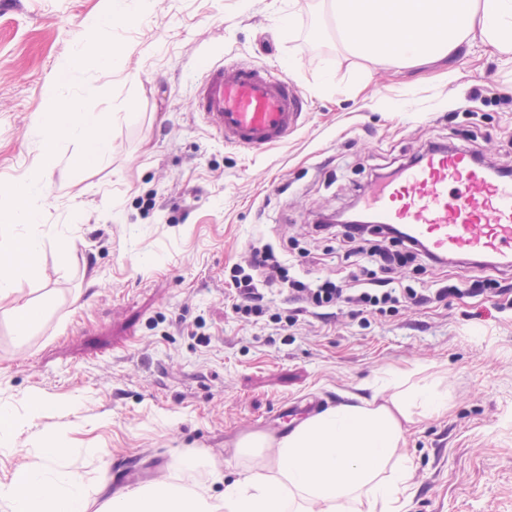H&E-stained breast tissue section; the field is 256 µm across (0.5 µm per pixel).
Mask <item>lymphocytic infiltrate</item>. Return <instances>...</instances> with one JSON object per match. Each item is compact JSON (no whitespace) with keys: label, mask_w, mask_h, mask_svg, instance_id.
I'll use <instances>...</instances> for the list:
<instances>
[{"label":"lymphocytic infiltrate","mask_w":512,"mask_h":512,"mask_svg":"<svg viewBox=\"0 0 512 512\" xmlns=\"http://www.w3.org/2000/svg\"><path fill=\"white\" fill-rule=\"evenodd\" d=\"M320 236L336 241L345 258L336 274L316 280L302 279L295 271L299 255L280 258L270 245L250 247L243 260L232 265L224 277L231 307L238 318L252 323L269 320L276 331L288 332L302 317L323 321L336 317L340 307L353 316L366 313L386 316L399 308L447 304L449 298L493 294L500 311L512 310V287L494 279L453 281L435 288H414L395 281V268L411 265L417 270L433 264V257L415 242L380 230L371 238L369 226L360 224H320ZM286 296L285 312H270L266 299L270 291Z\"/></svg>","instance_id":"f902f5d3"}]
</instances>
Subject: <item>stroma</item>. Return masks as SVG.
<instances>
[{"mask_svg": "<svg viewBox=\"0 0 512 512\" xmlns=\"http://www.w3.org/2000/svg\"><path fill=\"white\" fill-rule=\"evenodd\" d=\"M107 7L0 0V183L36 169L30 132L63 60L74 80L61 95L107 113L112 138L98 167L76 168L80 148L59 145L44 222L74 225L72 251L46 249L37 278L0 301V401L20 423L0 447V481L17 449L57 441L73 448L96 510L185 454L219 464L218 494L241 470L243 437L284 435L281 406L315 397L326 409L395 370L451 397L447 412L406 427L401 451L416 462L406 512H512V311L486 295L363 323L343 311L289 339L224 301V272L253 241L325 252L310 242L319 215L429 145L512 164V67L464 49L424 68L373 67L355 96L363 62L316 0H148L137 20L88 31ZM83 38L118 46L122 67L85 71ZM240 61L285 73L307 101L288 141L259 154L226 146L196 112L205 67ZM448 68L457 80L436 82ZM47 291L53 312L17 346L14 302ZM35 395L47 409L32 411Z\"/></svg>", "mask_w": 512, "mask_h": 512, "instance_id": "stroma-1", "label": "stroma"}]
</instances>
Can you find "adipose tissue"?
I'll return each mask as SVG.
<instances>
[{
    "instance_id": "obj_1",
    "label": "adipose tissue",
    "mask_w": 512,
    "mask_h": 512,
    "mask_svg": "<svg viewBox=\"0 0 512 512\" xmlns=\"http://www.w3.org/2000/svg\"><path fill=\"white\" fill-rule=\"evenodd\" d=\"M348 53L375 65L414 69L461 48L483 47L512 64V0H323ZM448 408L447 393L408 385L390 371L373 399L343 403L302 422L281 439L248 436L242 455L263 464L213 494L201 472L213 465L184 455L164 480L113 496L102 512H405L413 495V457L399 454L404 424ZM61 443L38 449L0 482L6 512H90L85 477Z\"/></svg>"
}]
</instances>
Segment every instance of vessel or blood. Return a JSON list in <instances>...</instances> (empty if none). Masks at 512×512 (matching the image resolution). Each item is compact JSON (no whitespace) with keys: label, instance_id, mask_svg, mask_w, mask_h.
Returning <instances> with one entry per match:
<instances>
[{"label":"vessel or blood","instance_id":"b4317fda","mask_svg":"<svg viewBox=\"0 0 512 512\" xmlns=\"http://www.w3.org/2000/svg\"><path fill=\"white\" fill-rule=\"evenodd\" d=\"M195 97L225 144L250 152L286 141L302 117V91L285 75L249 63L210 65ZM364 206L381 224L404 227L435 258L512 264V178L496 176L467 151H426L378 181Z\"/></svg>","mask_w":512,"mask_h":512}]
</instances>
